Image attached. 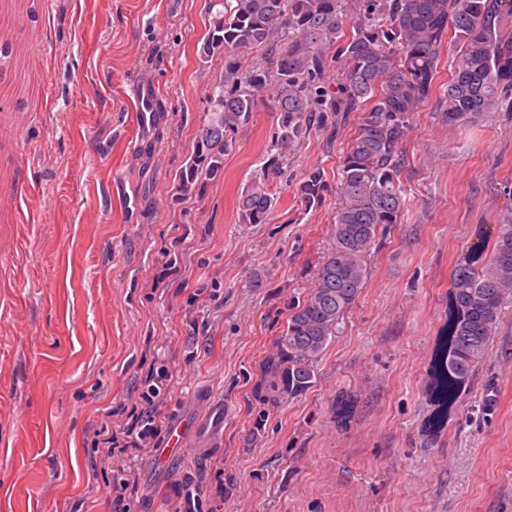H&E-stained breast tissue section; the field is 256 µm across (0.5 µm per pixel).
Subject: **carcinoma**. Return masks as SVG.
<instances>
[{
  "label": "carcinoma",
  "mask_w": 512,
  "mask_h": 512,
  "mask_svg": "<svg viewBox=\"0 0 512 512\" xmlns=\"http://www.w3.org/2000/svg\"><path fill=\"white\" fill-rule=\"evenodd\" d=\"M223 4L199 59L218 55L224 70L210 88L194 150L175 173L176 194L187 196L223 171L236 133L269 90L278 123L265 150L266 178L248 184L238 200L243 222L265 224L278 202L269 179L285 175L288 153L310 130L363 113L343 156L334 246L318 265L314 285L291 306L276 353L264 363L256 388L264 407L312 386L316 363L367 284L366 257L379 232L398 223L407 207L400 180L405 142L413 113L435 89L446 36L463 53L443 93V118L467 127L512 105V0H358L352 16L343 0ZM18 47L0 40L1 72L15 68ZM244 50L261 52L249 69L239 56ZM333 66L334 89L324 83ZM323 187L321 171H310L302 204L318 203ZM511 295L512 213L497 225L487 260L452 270L446 335L433 369L442 406L454 404L484 360Z\"/></svg>",
  "instance_id": "1"
}]
</instances>
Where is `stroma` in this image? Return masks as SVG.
<instances>
[{
  "instance_id": "stroma-1",
  "label": "stroma",
  "mask_w": 512,
  "mask_h": 512,
  "mask_svg": "<svg viewBox=\"0 0 512 512\" xmlns=\"http://www.w3.org/2000/svg\"><path fill=\"white\" fill-rule=\"evenodd\" d=\"M210 21L209 0H29L0 25L35 45L24 73L0 74V512H108L115 473L91 469L94 431L107 408L138 407L161 364L185 449L144 455L129 512H174L187 485L197 512H512V298L447 412L431 372L453 267L512 211V112L448 125L459 52L443 45L405 145L408 205L312 386L262 409L252 388L333 246L361 115L291 152L270 223L237 210L278 121L267 107L220 176L176 196L224 65L197 57ZM145 86L162 112L143 141ZM316 168L308 209L298 188ZM324 181L323 175L319 169L312 170L308 173L307 178L301 185V202L306 208H311L321 200V192L323 191Z\"/></svg>"
}]
</instances>
